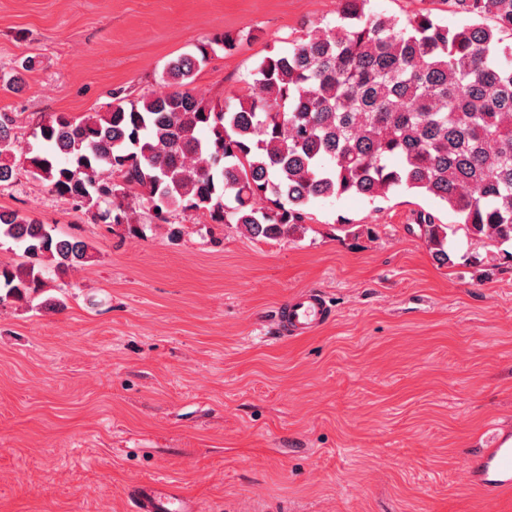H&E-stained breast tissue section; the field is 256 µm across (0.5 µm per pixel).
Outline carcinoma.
Here are the masks:
<instances>
[{
	"mask_svg": "<svg viewBox=\"0 0 512 512\" xmlns=\"http://www.w3.org/2000/svg\"><path fill=\"white\" fill-rule=\"evenodd\" d=\"M370 2L343 0L335 25L265 56L236 105L190 88L203 45L167 62L168 92L118 91L106 112L51 115L28 172L106 224H131L138 203L166 223L190 211L277 239L314 199L405 188L444 203L476 240L512 244V0H443L467 18L455 26L430 12L385 18ZM17 129L1 112L0 186L18 176ZM419 228L437 261L452 262V227L423 215ZM2 238L22 260L0 262V302H28L51 273L91 259L86 242L17 211L0 210Z\"/></svg>",
	"mask_w": 512,
	"mask_h": 512,
	"instance_id": "1",
	"label": "carcinoma"
}]
</instances>
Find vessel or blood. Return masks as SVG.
Returning <instances> with one entry per match:
<instances>
[{
  "instance_id": "1",
  "label": "vessel or blood",
  "mask_w": 512,
  "mask_h": 512,
  "mask_svg": "<svg viewBox=\"0 0 512 512\" xmlns=\"http://www.w3.org/2000/svg\"><path fill=\"white\" fill-rule=\"evenodd\" d=\"M332 315L325 296L302 292L278 313L281 335L286 338L313 333ZM465 478L491 500L512 494V427L492 431L483 447L472 449L466 459ZM134 512H196L197 506L165 481L133 485Z\"/></svg>"
}]
</instances>
